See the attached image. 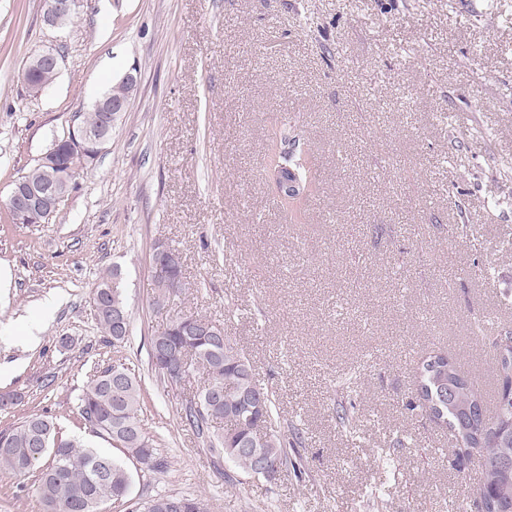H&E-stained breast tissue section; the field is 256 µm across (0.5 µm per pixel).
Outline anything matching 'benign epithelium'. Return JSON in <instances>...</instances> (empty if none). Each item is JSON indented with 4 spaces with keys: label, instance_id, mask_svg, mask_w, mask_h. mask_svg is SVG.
<instances>
[{
    "label": "benign epithelium",
    "instance_id": "7a95c632",
    "mask_svg": "<svg viewBox=\"0 0 512 512\" xmlns=\"http://www.w3.org/2000/svg\"><path fill=\"white\" fill-rule=\"evenodd\" d=\"M84 0H46L44 22L56 27L80 13ZM95 111L104 113V122L95 129L79 128L71 132L69 149L65 157L58 153L61 142H56L39 159L38 165L55 168L56 180L50 184L36 183L22 176L11 183L8 199L11 203L12 222L15 224H45L55 214L62 199L60 187L74 175L85 171L104 150L112 138V126L119 114L125 111L123 98L108 94L94 105ZM154 280L166 288L182 282L180 258L156 245L152 254ZM176 368L181 383L189 382L196 373L193 361L185 355L177 356Z\"/></svg>",
    "mask_w": 512,
    "mask_h": 512
}]
</instances>
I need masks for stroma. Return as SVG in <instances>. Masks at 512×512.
I'll use <instances>...</instances> for the list:
<instances>
[{
  "label": "stroma",
  "instance_id": "1",
  "mask_svg": "<svg viewBox=\"0 0 512 512\" xmlns=\"http://www.w3.org/2000/svg\"><path fill=\"white\" fill-rule=\"evenodd\" d=\"M0 0V203L109 82L137 76L112 139L45 224L0 206V429L81 421L97 371L140 378L139 418L169 465H130V501L200 495L207 512H478L479 453L409 410L417 360L442 352L497 393L492 337L512 331V0ZM56 49L29 93L23 64ZM288 130L316 190L288 214L266 174ZM185 291L156 301L152 251ZM119 267L128 334L106 344L92 290ZM221 323L302 439L276 480L214 462L161 384L151 340L177 317ZM39 327L38 341L27 328ZM73 340L69 348L59 337ZM344 405L357 422H336ZM0 512H43L32 478L0 470ZM44 22L50 27L62 25L64 21L79 14L84 6L83 0H46ZM29 66H31L30 70H31V72H33L36 75L38 81H44V82H50V83H52L54 81L57 73L50 69L41 68L40 66H37L36 63L33 61L32 56H30V58L26 61L25 68H27ZM25 79L27 81L29 88L35 95L42 93L44 90H46L51 85L49 83L38 82V81L34 80L33 77H31V76L29 78H27L25 76ZM157 244L152 254L154 280L166 288H175L182 285L180 258L171 254Z\"/></svg>",
  "mask_w": 512,
  "mask_h": 512
}]
</instances>
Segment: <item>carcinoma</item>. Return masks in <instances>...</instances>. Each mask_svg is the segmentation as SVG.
<instances>
[{
  "label": "carcinoma",
  "mask_w": 512,
  "mask_h": 512,
  "mask_svg": "<svg viewBox=\"0 0 512 512\" xmlns=\"http://www.w3.org/2000/svg\"><path fill=\"white\" fill-rule=\"evenodd\" d=\"M269 177L283 205L298 206L309 195L311 177L301 154L283 150L274 156ZM93 303L105 342L122 341L112 323L115 307L126 309L121 272L103 273L93 291ZM171 355L184 344L199 351V371L203 387L220 386L224 400L206 397L199 403L186 401L181 419L197 435L206 439L212 456L227 458L244 472L256 474L249 440L252 428L262 419L274 426L278 411L273 393L258 385L249 360L226 335L182 336L176 329L164 333ZM500 387L493 410L483 403L474 381L467 378L448 357L430 354L419 362L416 402L429 419L448 427L456 441L466 448H483V480L478 488L487 512H512V357L497 355ZM248 390L260 405L252 413L242 406L240 391ZM141 387L136 377L122 365L99 372L82 390L78 399L80 417L92 431L116 442L126 458L149 471H161L168 462L147 436L138 418ZM227 421L224 432H211L213 423ZM288 439L271 430L260 445L272 466L298 468L288 455ZM0 468L15 475L38 474L37 493L44 512H84L90 501L99 504L127 498L131 474L126 465L111 454L75 442L65 436L52 420L32 414L19 423L0 430ZM131 512H207L200 496L169 494L134 503Z\"/></svg>",
  "instance_id": "1"
}]
</instances>
